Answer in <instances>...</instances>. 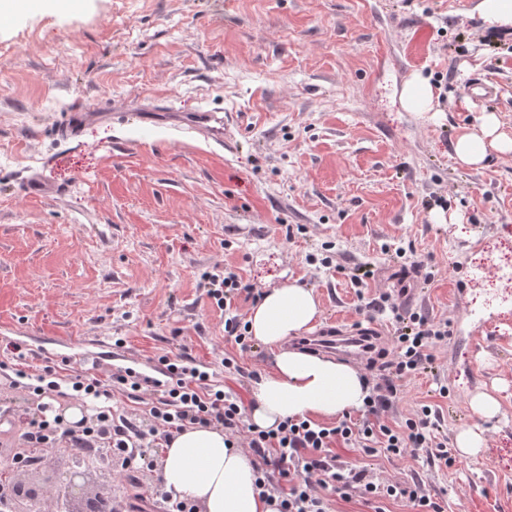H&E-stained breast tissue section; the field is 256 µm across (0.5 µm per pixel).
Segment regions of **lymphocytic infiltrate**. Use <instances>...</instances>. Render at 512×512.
Returning a JSON list of instances; mask_svg holds the SVG:
<instances>
[{
  "instance_id": "lymphocytic-infiltrate-1",
  "label": "lymphocytic infiltrate",
  "mask_w": 512,
  "mask_h": 512,
  "mask_svg": "<svg viewBox=\"0 0 512 512\" xmlns=\"http://www.w3.org/2000/svg\"><path fill=\"white\" fill-rule=\"evenodd\" d=\"M253 292L252 285L229 269L219 279L217 289L210 292L218 307L225 310V335L243 351L251 347L248 326L232 314L231 307L239 295ZM370 305L390 309L393 314V358L389 363L390 377L373 385L361 421L345 419L329 428L306 418H289L277 429L254 428L245 436L239 427L244 411L242 400L234 393L206 387L207 372L184 361L165 356L159 375L128 368L108 380L94 374H78L65 381L55 367L48 365L36 376L34 392L43 395L65 387L73 396L100 402L101 408L95 422L78 432L72 431L61 415L39 412L27 423V448L15 454L10 464L37 466L42 448L65 436L75 448L103 444L113 458L120 460L119 476L125 480L131 473L153 470L154 460L143 445L148 435L167 440L187 425L217 422L223 425L232 447L248 445L259 458L256 484L261 495L278 497L279 512H328L321 494L327 487L336 490L342 499L357 497L374 505V512H384L382 504L387 500L406 502L414 512H440L437 503L419 485L369 479L367 474L348 468L334 451L340 443L370 452L380 449L399 458L415 457L422 451L437 460L448 458L446 442L435 441L432 436L436 414L429 405L417 406L404 425L397 428L380 421L397 397L396 379L431 369L434 349L448 337L447 323L408 311L387 292L371 300ZM117 392L134 401L153 397L151 431H144L112 410L110 401Z\"/></svg>"
}]
</instances>
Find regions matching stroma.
Instances as JSON below:
<instances>
[{
    "label": "stroma",
    "mask_w": 512,
    "mask_h": 512,
    "mask_svg": "<svg viewBox=\"0 0 512 512\" xmlns=\"http://www.w3.org/2000/svg\"><path fill=\"white\" fill-rule=\"evenodd\" d=\"M479 0H40L0 25V361L109 378L186 357L212 384L248 398L273 356L224 337L207 277L233 269L266 289H314L318 328L360 321L347 268L375 276L366 297L407 288V307L450 324L434 368L401 381L384 421L432 406L438 439L483 424L487 446L452 464L336 445L349 466L420 483L440 512H512V305L486 301L473 259L512 243V153L459 166L451 143L484 114L512 137V30L489 28ZM432 112L403 108L414 77ZM96 115L71 139L67 114ZM205 110L224 141L173 126ZM57 187L23 192L27 178ZM333 243L329 265L309 263ZM403 248L420 269L400 273ZM234 357L236 370L224 367ZM447 395H440V387ZM500 405L486 423L469 399ZM0 383V469L42 404ZM86 493L132 490L66 439L18 478L59 483L75 466Z\"/></svg>",
    "instance_id": "stroma-1"
}]
</instances>
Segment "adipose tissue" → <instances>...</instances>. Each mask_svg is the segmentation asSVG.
Wrapping results in <instances>:
<instances>
[{
	"label": "adipose tissue",
	"instance_id": "1",
	"mask_svg": "<svg viewBox=\"0 0 512 512\" xmlns=\"http://www.w3.org/2000/svg\"><path fill=\"white\" fill-rule=\"evenodd\" d=\"M452 150L466 168L480 166L489 151L512 153L494 114L477 129L460 131ZM321 315L313 289L287 279L266 289L248 317L250 335L273 354L272 367L255 382L248 414L270 430L288 418L333 419L362 409L369 394L363 373L336 359L291 347L290 339L313 329ZM166 490L200 503L203 512H278L262 498L254 459L229 446L216 425H191L165 443L158 460Z\"/></svg>",
	"mask_w": 512,
	"mask_h": 512
}]
</instances>
